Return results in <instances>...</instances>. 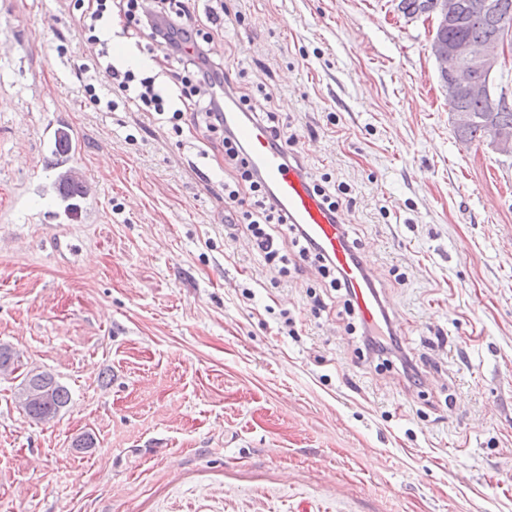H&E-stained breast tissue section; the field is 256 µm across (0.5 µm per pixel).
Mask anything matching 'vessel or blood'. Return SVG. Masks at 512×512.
I'll list each match as a JSON object with an SVG mask.
<instances>
[{
  "label": "vessel or blood",
  "mask_w": 512,
  "mask_h": 512,
  "mask_svg": "<svg viewBox=\"0 0 512 512\" xmlns=\"http://www.w3.org/2000/svg\"><path fill=\"white\" fill-rule=\"evenodd\" d=\"M224 120L226 127L243 141L251 165L272 187L292 223L303 225L324 254L344 271L362 320L375 323L380 315V303L374 293V273L367 263L352 256L340 218L332 217L314 196L300 170L287 160L286 150L272 147L262 125L244 121L240 112L229 104L224 107Z\"/></svg>",
  "instance_id": "obj_1"
}]
</instances>
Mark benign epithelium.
Returning <instances> with one entry per match:
<instances>
[{"instance_id": "1", "label": "benign epithelium", "mask_w": 512, "mask_h": 512, "mask_svg": "<svg viewBox=\"0 0 512 512\" xmlns=\"http://www.w3.org/2000/svg\"><path fill=\"white\" fill-rule=\"evenodd\" d=\"M460 0H433L428 6L430 18L443 28L456 22ZM429 51L438 62L442 75L441 85L448 100L452 101L467 92L488 97L490 112L512 106L507 92L495 93L492 87L497 78L509 71L512 65V27L503 28L499 40L482 42L456 40L446 44L433 38ZM495 153L512 158V134L500 131L486 142Z\"/></svg>"}]
</instances>
